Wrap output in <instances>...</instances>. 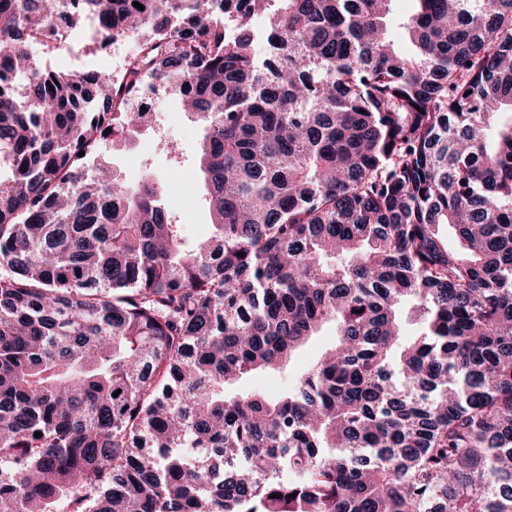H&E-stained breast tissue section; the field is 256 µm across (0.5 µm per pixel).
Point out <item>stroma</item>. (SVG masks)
<instances>
[{
  "mask_svg": "<svg viewBox=\"0 0 512 512\" xmlns=\"http://www.w3.org/2000/svg\"><path fill=\"white\" fill-rule=\"evenodd\" d=\"M69 42L72 52L64 57L36 42L31 43L30 53L51 67L111 72L112 56L103 47L85 38L77 30L72 31ZM163 99V109L181 115V129L170 133L174 142L173 151L161 150L154 132L145 130L129 144L116 149L101 148L91 152L89 158L93 161L105 160L127 185H137L147 176L168 185L166 204L174 212L181 214L185 239L200 240L206 238L210 231V215L203 201L204 179L196 156L202 128L192 114L184 112L178 95L167 93ZM332 339V327H325L319 336L298 352L288 370L259 373L248 380V387L272 394L284 391L297 374L321 355Z\"/></svg>",
  "mask_w": 512,
  "mask_h": 512,
  "instance_id": "35a3bbf8",
  "label": "stroma"
}]
</instances>
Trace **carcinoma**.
<instances>
[{
    "label": "carcinoma",
    "instance_id": "1",
    "mask_svg": "<svg viewBox=\"0 0 512 512\" xmlns=\"http://www.w3.org/2000/svg\"><path fill=\"white\" fill-rule=\"evenodd\" d=\"M71 2L0 0V512H512V0H416L409 53L394 0ZM84 21L203 127L192 248L71 162L140 125L132 82L31 71ZM332 335V326H326L319 336H316L298 352L288 370L283 372L274 370L261 372L248 380L246 385L272 394L284 391L293 382L296 375L304 370L308 364L315 361L332 343Z\"/></svg>",
    "mask_w": 512,
    "mask_h": 512
}]
</instances>
